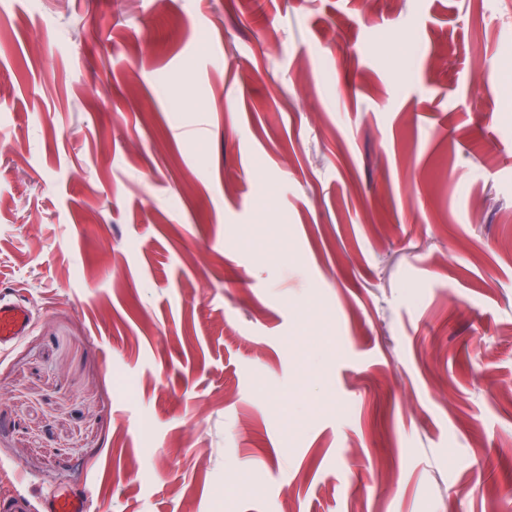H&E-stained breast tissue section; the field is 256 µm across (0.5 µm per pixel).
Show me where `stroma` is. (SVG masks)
<instances>
[{
	"instance_id": "35a3bbf8",
	"label": "stroma",
	"mask_w": 512,
	"mask_h": 512,
	"mask_svg": "<svg viewBox=\"0 0 512 512\" xmlns=\"http://www.w3.org/2000/svg\"><path fill=\"white\" fill-rule=\"evenodd\" d=\"M0 90V494L512 488V0H0ZM32 311L26 304L0 298V350L11 347L31 326Z\"/></svg>"
}]
</instances>
